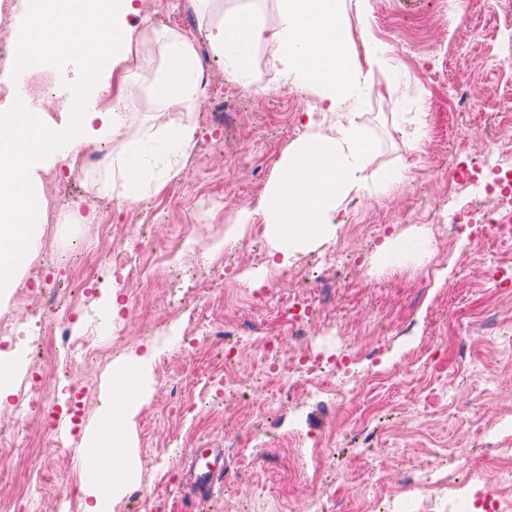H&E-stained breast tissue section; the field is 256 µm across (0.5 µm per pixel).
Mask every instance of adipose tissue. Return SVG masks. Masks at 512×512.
I'll return each instance as SVG.
<instances>
[{"label":"adipose tissue","mask_w":512,"mask_h":512,"mask_svg":"<svg viewBox=\"0 0 512 512\" xmlns=\"http://www.w3.org/2000/svg\"><path fill=\"white\" fill-rule=\"evenodd\" d=\"M143 0H86L70 11L67 0H36L26 22L29 56L52 64L61 55L75 58L82 79L98 81L100 104L90 112L0 113V301L19 288L27 265L38 257L39 240L50 202L42 191L44 175L54 167L75 169L106 144L125 140L131 127L121 108L131 89L132 71L147 70L141 46L148 30L126 29L125 16L142 9ZM370 0H280L277 18L259 22L251 7L225 14L209 40L230 75L247 74L253 47L268 45L272 62L292 85L312 91L320 111L304 113V130L288 150L279 173L253 215L233 216L225 243L238 240L239 225L259 217L269 244L270 264L283 267L336 236L348 197L365 191L389 192L403 180L400 170L375 167V145L362 122L372 93L374 69L389 65L374 38L354 46L350 19L368 24ZM168 67L156 83L160 124L170 143L188 147L192 124L179 109L198 100L196 52L180 33L168 35L161 48ZM111 82L100 79L103 69ZM431 255L425 234L383 243L376 259L396 271L423 264ZM141 394L103 378L100 405L79 444V454L111 449L100 474L84 472L81 512H112L114 496L138 475L131 455L130 423Z\"/></svg>","instance_id":"ef3b65f1"}]
</instances>
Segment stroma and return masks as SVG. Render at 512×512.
<instances>
[{
    "label": "stroma",
    "mask_w": 512,
    "mask_h": 512,
    "mask_svg": "<svg viewBox=\"0 0 512 512\" xmlns=\"http://www.w3.org/2000/svg\"><path fill=\"white\" fill-rule=\"evenodd\" d=\"M235 0H214L209 15H196L189 0H146L145 14L130 15L127 26L150 31L142 47L153 68L163 65L161 41L167 33L185 34L198 56L204 91L183 117L195 127L191 149L171 145L144 157L143 165L160 191L136 203L122 201V171L108 158L134 154L145 130L156 128L153 78L138 71L122 106L133 124L126 142L112 143L87 157L83 171L60 169L51 183L55 200L75 199L108 213L110 230L70 218L68 234L43 232L36 266L0 314L10 315L20 336L51 326L62 311L45 305V288H65L75 278L87 281L83 313L72 324L75 335L112 337L111 361L78 370L95 414L103 375L111 362L157 347V360L177 374L180 392L159 375L131 420L137 480L126 487L113 512H311L314 501L335 502L338 512H363L366 498L383 494L404 502L400 480L408 471L453 459L472 482L484 483L498 446L489 420L512 415V287L500 289L486 266H512V237H489L475 244L468 233L453 242L435 238L429 260L394 273L373 267L388 236L409 237L435 229L449 208L494 206V199L473 189L448 190V153L461 144L468 155L489 160V134L512 152V118L496 131L478 112L456 106V89L468 86L488 101L512 111V64L501 59L500 31L512 18V0H468L455 9L450 0H371L369 27L352 23L354 45L370 35L386 45L392 70L375 69L374 92L363 122L377 145L375 163L385 170L405 169L407 177L387 194L350 197L349 218L335 239L301 255L291 265H268L269 246L259 222L245 225L239 241L208 253L204 244L224 237V217L254 210L278 172V164L303 127L299 116L316 111L310 92L285 83L273 67L271 47L255 48L253 68L242 78L229 76L224 60L208 39L210 25L233 10ZM71 60L28 67L1 77L11 86L40 95L51 79L68 82ZM426 125L421 146H414V117ZM177 179L167 180L169 168ZM193 247L166 256L175 237ZM139 254L141 274L133 280L112 274L105 249ZM265 270L264 298L253 299L240 276ZM120 289L135 319L111 316L101 299ZM291 295L319 299L321 307L306 336L289 335L280 323L278 303ZM210 333L224 328L251 331L241 342L246 371L260 373L278 362L276 379L251 386L218 387L224 364L217 340L191 342L189 329ZM279 339L270 351L265 337ZM358 351L357 368L371 371L356 400L339 405L334 391L297 390L291 364L309 351L333 359ZM25 373L12 407L0 410V424L19 432L8 478L0 480V500L26 489L41 500V512H80L81 466L76 455L82 430L60 443L43 418L20 419L31 380L57 398L64 376L51 359L25 358ZM369 429L373 447L360 433ZM249 447L229 458L232 476L205 499L186 494L187 452L194 447L232 450L243 432ZM329 445L328 462L315 476L301 471L308 439ZM237 448V447H236Z\"/></svg>",
    "instance_id": "1"
}]
</instances>
